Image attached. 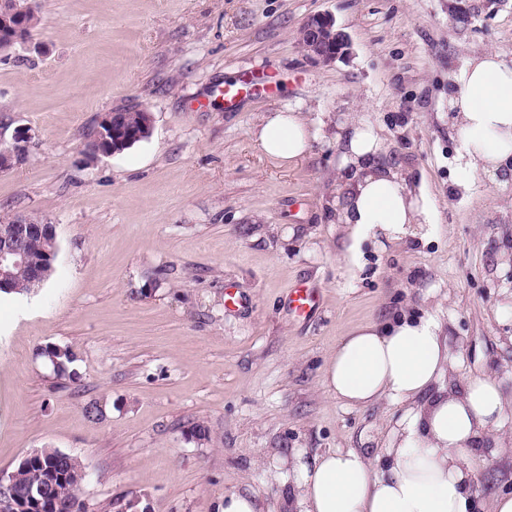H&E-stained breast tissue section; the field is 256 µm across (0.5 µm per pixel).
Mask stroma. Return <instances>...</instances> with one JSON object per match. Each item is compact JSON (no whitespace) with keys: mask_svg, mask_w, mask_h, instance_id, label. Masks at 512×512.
Returning a JSON list of instances; mask_svg holds the SVG:
<instances>
[{"mask_svg":"<svg viewBox=\"0 0 512 512\" xmlns=\"http://www.w3.org/2000/svg\"><path fill=\"white\" fill-rule=\"evenodd\" d=\"M28 46L0 52V124L29 128L0 171V215L56 227L49 282L0 297V473L33 450L77 455L94 512H221L253 488L285 512L278 458L382 454L403 407L344 406L323 386L338 339L369 320L438 311L456 363L449 384L489 368L512 389V182L459 187L448 117L471 53L512 62V0H35ZM465 8L467 22L451 17ZM331 14L349 39L324 63L300 44ZM254 74L235 107L198 99ZM150 112L148 138L107 157L86 145L103 113ZM297 112L312 135L292 165L254 129ZM371 123L409 184L432 199L423 242L364 249L351 270L332 224L336 129ZM300 283L315 312L288 308ZM245 302L225 307L226 288ZM72 348L77 379L40 346ZM97 400L101 420L83 413ZM207 428L204 440L188 430Z\"/></svg>","mask_w":512,"mask_h":512,"instance_id":"stroma-1","label":"stroma"}]
</instances>
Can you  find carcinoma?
<instances>
[{
    "instance_id": "carcinoma-1",
    "label": "carcinoma",
    "mask_w": 512,
    "mask_h": 512,
    "mask_svg": "<svg viewBox=\"0 0 512 512\" xmlns=\"http://www.w3.org/2000/svg\"><path fill=\"white\" fill-rule=\"evenodd\" d=\"M117 116L125 130H135L148 120L138 107L118 111ZM34 223L16 241L17 247L32 257L33 263L16 266L0 282V294L24 295L42 287L53 275L59 252L55 225ZM41 355L59 375L68 373L75 360L69 348L48 344L41 347ZM15 493L28 506L26 512H87L85 503L77 495L85 479L82 462L73 454L47 448L37 456L22 459L15 467Z\"/></svg>"
}]
</instances>
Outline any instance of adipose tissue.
Returning a JSON list of instances; mask_svg holds the SVG:
<instances>
[{
	"instance_id": "obj_1",
	"label": "adipose tissue",
	"mask_w": 512,
	"mask_h": 512,
	"mask_svg": "<svg viewBox=\"0 0 512 512\" xmlns=\"http://www.w3.org/2000/svg\"><path fill=\"white\" fill-rule=\"evenodd\" d=\"M448 108L462 147L461 185L512 168V63L492 52L472 55L454 77ZM254 135L268 156L288 163L306 154L311 139L295 112L265 116ZM339 139L343 176L333 210L347 240L339 260L358 269L365 241L427 236L433 203L384 162L386 143L369 123L351 122ZM454 370L434 313L367 322L341 337L324 368L326 391L349 407L386 399L405 410L381 457L329 450L281 459L276 473L288 478V512H481L478 473L512 447L502 432L512 391L490 370L454 389Z\"/></svg>"
}]
</instances>
